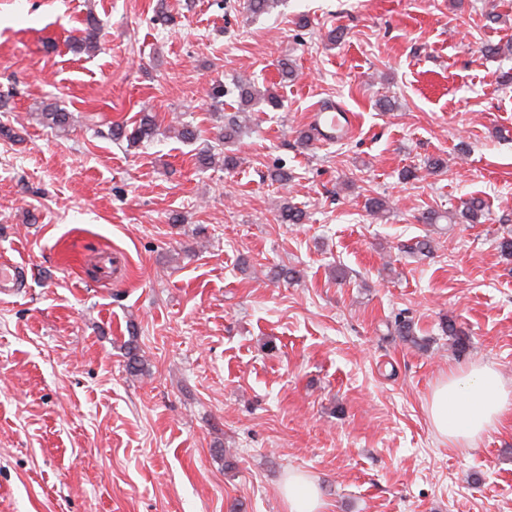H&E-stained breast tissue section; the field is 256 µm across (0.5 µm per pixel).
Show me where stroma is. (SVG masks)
<instances>
[{
    "label": "stroma",
    "mask_w": 512,
    "mask_h": 512,
    "mask_svg": "<svg viewBox=\"0 0 512 512\" xmlns=\"http://www.w3.org/2000/svg\"><path fill=\"white\" fill-rule=\"evenodd\" d=\"M508 42L512 0H0V258L27 270L0 294V512H288L292 472L322 512H512V413L455 448L426 411L474 363L512 390V55L484 52ZM236 76L283 107L223 145L207 91ZM331 101L348 136L303 142ZM144 111L153 139L112 140ZM473 196L482 222L452 223ZM40 119L47 126L64 129L70 124L71 113L56 103H47L41 109Z\"/></svg>",
    "instance_id": "obj_1"
}]
</instances>
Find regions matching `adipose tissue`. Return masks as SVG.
Returning a JSON list of instances; mask_svg holds the SVG:
<instances>
[{
    "label": "adipose tissue",
    "instance_id": "ef3b65f1",
    "mask_svg": "<svg viewBox=\"0 0 512 512\" xmlns=\"http://www.w3.org/2000/svg\"><path fill=\"white\" fill-rule=\"evenodd\" d=\"M435 432L450 445L465 448L495 431L512 411V390L489 365L449 373L436 384L427 403Z\"/></svg>",
    "mask_w": 512,
    "mask_h": 512
}]
</instances>
